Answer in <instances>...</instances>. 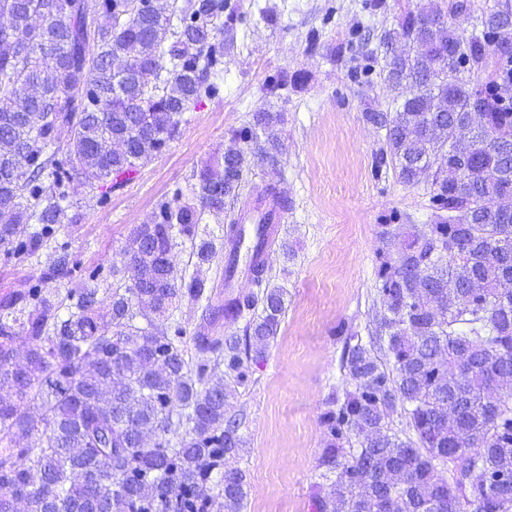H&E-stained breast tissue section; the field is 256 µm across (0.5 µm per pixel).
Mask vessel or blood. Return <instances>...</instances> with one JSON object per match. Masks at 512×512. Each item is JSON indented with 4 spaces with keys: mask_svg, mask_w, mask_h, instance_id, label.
Listing matches in <instances>:
<instances>
[{
    "mask_svg": "<svg viewBox=\"0 0 512 512\" xmlns=\"http://www.w3.org/2000/svg\"><path fill=\"white\" fill-rule=\"evenodd\" d=\"M284 218L283 206L267 202L254 209L248 223L238 226L234 241L224 251L225 288H232L237 274L251 270L254 262H265Z\"/></svg>",
    "mask_w": 512,
    "mask_h": 512,
    "instance_id": "b4317fda",
    "label": "vessel or blood"
}]
</instances>
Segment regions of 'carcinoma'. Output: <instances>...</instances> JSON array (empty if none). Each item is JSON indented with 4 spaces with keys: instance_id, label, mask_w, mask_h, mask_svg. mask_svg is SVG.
<instances>
[{
    "instance_id": "carcinoma-1",
    "label": "carcinoma",
    "mask_w": 512,
    "mask_h": 512,
    "mask_svg": "<svg viewBox=\"0 0 512 512\" xmlns=\"http://www.w3.org/2000/svg\"><path fill=\"white\" fill-rule=\"evenodd\" d=\"M1 15L0 244L21 258L55 235L73 175L123 186L190 105L219 95L244 16L234 0H0ZM442 15L422 5L380 35L401 102L364 117L386 130L404 183L431 181L433 223L381 225L376 336L346 341L345 384L321 416L316 487L331 492L313 494V512H512V112L501 104L512 84L496 71L481 87L461 77L486 66L489 46L512 43V4L468 39L453 23L434 28ZM301 79L282 71L265 92ZM473 112V138L494 140L462 157L457 124ZM279 121L256 112L231 130L193 202L175 189L132 233L122 256L143 281L114 291L109 309L99 283L116 266L70 288L80 265L66 242L23 295L0 302V512H243L245 473L226 463L244 445L230 399L277 335L283 290L208 304L188 336L172 311L185 296L210 300L211 286L162 255L188 241L196 268L219 258L199 224L238 198L251 164L278 166ZM23 224L40 228L24 236ZM259 301L244 338L218 334L219 318L234 323ZM398 406L411 436L389 426ZM449 461L459 474L447 479L437 466Z\"/></svg>"
}]
</instances>
